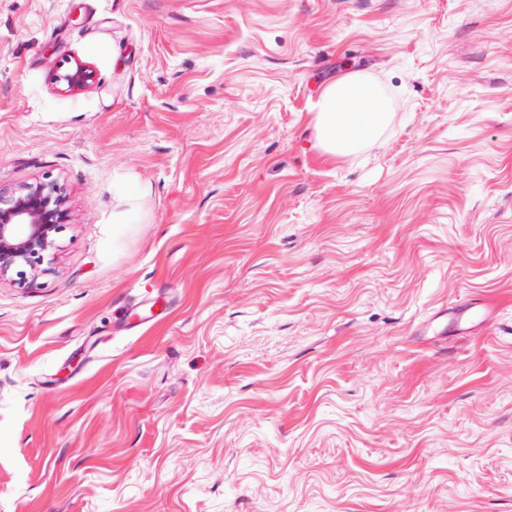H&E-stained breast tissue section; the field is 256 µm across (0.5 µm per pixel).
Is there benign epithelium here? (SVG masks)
<instances>
[{
    "label": "benign epithelium",
    "mask_w": 512,
    "mask_h": 512,
    "mask_svg": "<svg viewBox=\"0 0 512 512\" xmlns=\"http://www.w3.org/2000/svg\"><path fill=\"white\" fill-rule=\"evenodd\" d=\"M93 79V70L83 62L54 76L67 92L82 91ZM64 202L62 186L55 181L0 187V282L26 284L44 272L45 256L55 249V234L65 219Z\"/></svg>",
    "instance_id": "obj_1"
}]
</instances>
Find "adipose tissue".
I'll use <instances>...</instances> for the list:
<instances>
[{
    "instance_id": "1",
    "label": "adipose tissue",
    "mask_w": 512,
    "mask_h": 512,
    "mask_svg": "<svg viewBox=\"0 0 512 512\" xmlns=\"http://www.w3.org/2000/svg\"><path fill=\"white\" fill-rule=\"evenodd\" d=\"M389 104L366 91L362 77L349 73L329 85L318 104L317 135L333 156L358 152L387 123Z\"/></svg>"
}]
</instances>
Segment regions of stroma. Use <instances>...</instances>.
<instances>
[{
    "mask_svg": "<svg viewBox=\"0 0 512 512\" xmlns=\"http://www.w3.org/2000/svg\"><path fill=\"white\" fill-rule=\"evenodd\" d=\"M349 73L390 119L331 156ZM46 179L0 512H512V0H0V184ZM68 66L57 71L55 83L63 85L65 91L77 92L89 87L93 82V70L83 62H68ZM473 308L471 305L461 306L450 314L452 320L450 327L453 331H470L476 328L483 324L494 310L484 304L481 305L482 313L476 315L472 310Z\"/></svg>",
    "mask_w": 512,
    "mask_h": 512,
    "instance_id": "obj_1",
    "label": "stroma"
}]
</instances>
